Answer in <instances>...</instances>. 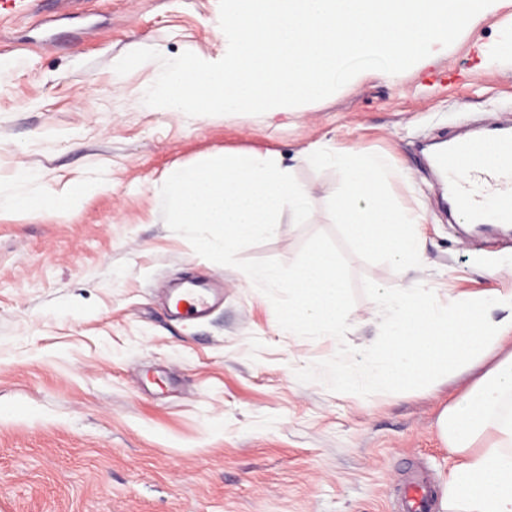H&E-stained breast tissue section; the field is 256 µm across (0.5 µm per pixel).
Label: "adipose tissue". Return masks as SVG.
I'll use <instances>...</instances> for the list:
<instances>
[{"label":"adipose tissue","mask_w":512,"mask_h":512,"mask_svg":"<svg viewBox=\"0 0 512 512\" xmlns=\"http://www.w3.org/2000/svg\"><path fill=\"white\" fill-rule=\"evenodd\" d=\"M304 159L332 162L347 186L337 207L352 237L365 250L384 254L405 283L380 293L379 306L392 311L391 350L381 360L336 361L320 377L342 389L351 384L368 392L418 385L444 373L449 363L480 361L497 349L505 354L465 394L444 408L437 420L442 440L455 456L448 473V512H512V291L484 288L459 306L439 304L430 289L412 279L421 259V241L411 230L422 215H402L383 193L381 157L353 164L348 153L329 154L313 146ZM112 183L92 178L57 189L39 180L26 191L0 200V209L19 214H69L90 197L111 191ZM502 319H492V312Z\"/></svg>","instance_id":"ef3b65f1"}]
</instances>
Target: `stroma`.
Listing matches in <instances>:
<instances>
[{"instance_id":"stroma-1","label":"stroma","mask_w":512,"mask_h":512,"mask_svg":"<svg viewBox=\"0 0 512 512\" xmlns=\"http://www.w3.org/2000/svg\"><path fill=\"white\" fill-rule=\"evenodd\" d=\"M218 12V0H41L0 25V193L27 190L22 167L59 187L112 172L111 192L76 213H0V406L14 409L0 416V512H394L410 469L445 486L455 458L437 418L489 362L369 397L299 382L296 369L332 357L337 341L276 328L242 271L167 227L156 186L205 154H279L311 188L312 214L280 221L241 256L289 263L311 234L332 231L326 203L339 184L303 150L380 155L382 188L425 217L416 276L435 299L452 308L482 288L512 289V236L450 223L424 155L512 127V0L402 73L361 72L273 118L159 112L143 102L158 62L113 72L139 48L221 54ZM349 262L347 341L363 348L379 332L376 288L402 281L386 264ZM195 277L221 284L223 303L203 321H169L166 289Z\"/></svg>"}]
</instances>
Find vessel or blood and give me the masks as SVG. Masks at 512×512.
I'll return each mask as SVG.
<instances>
[{
  "label": "vessel or blood",
  "mask_w": 512,
  "mask_h": 512,
  "mask_svg": "<svg viewBox=\"0 0 512 512\" xmlns=\"http://www.w3.org/2000/svg\"><path fill=\"white\" fill-rule=\"evenodd\" d=\"M476 141L464 140L455 143L448 154L438 163L448 173L450 208L461 217L480 221L493 218L507 224L512 223V172L490 163H481L469 168L458 167L455 158L462 153L475 150ZM502 199L500 210H485L486 196ZM211 286L206 282H195L175 292L176 306L173 317L180 321L202 317L209 304ZM434 489L423 479H413L401 484L397 498V512H430Z\"/></svg>",
  "instance_id": "b4317fda"
}]
</instances>
